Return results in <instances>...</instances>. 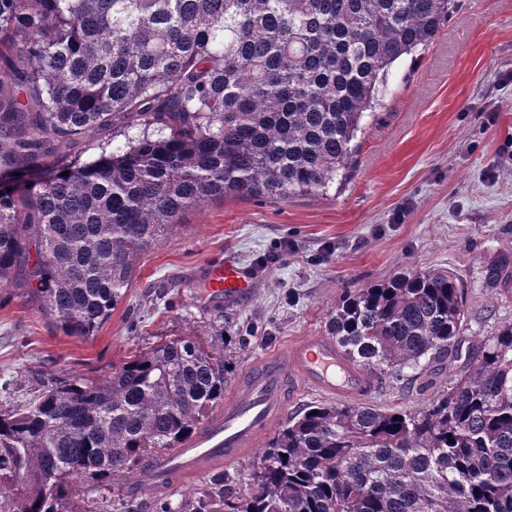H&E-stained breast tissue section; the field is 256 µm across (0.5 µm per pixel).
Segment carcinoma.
I'll return each instance as SVG.
<instances>
[{
  "instance_id": "obj_1",
  "label": "carcinoma",
  "mask_w": 512,
  "mask_h": 512,
  "mask_svg": "<svg viewBox=\"0 0 512 512\" xmlns=\"http://www.w3.org/2000/svg\"><path fill=\"white\" fill-rule=\"evenodd\" d=\"M453 4L0 0V301L23 285L67 335L90 336L189 209L328 195L389 69ZM483 276L511 281L512 253ZM463 318L452 273L414 271L344 291L329 335L398 378L459 355ZM209 336L166 338L101 377L42 378L0 409V512H112L74 484L112 488L224 404V324ZM254 484L243 495L218 475L177 512H512V323L418 411L290 416Z\"/></svg>"
}]
</instances>
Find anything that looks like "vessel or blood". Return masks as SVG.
I'll return each mask as SVG.
<instances>
[{"mask_svg":"<svg viewBox=\"0 0 512 512\" xmlns=\"http://www.w3.org/2000/svg\"><path fill=\"white\" fill-rule=\"evenodd\" d=\"M201 284L210 294L229 297L245 294L250 286L243 269L229 259L209 265ZM370 385L369 375L346 360L333 339L309 337L286 355L251 366L209 422L181 448L151 458L129 483L135 490L150 491L209 473L214 464L234 462L258 444L302 389L351 398L364 395Z\"/></svg>","mask_w":512,"mask_h":512,"instance_id":"vessel-or-blood-1","label":"vessel or blood"}]
</instances>
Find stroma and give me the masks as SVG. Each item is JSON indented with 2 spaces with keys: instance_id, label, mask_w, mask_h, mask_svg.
<instances>
[{
  "instance_id": "obj_1",
  "label": "stroma",
  "mask_w": 512,
  "mask_h": 512,
  "mask_svg": "<svg viewBox=\"0 0 512 512\" xmlns=\"http://www.w3.org/2000/svg\"><path fill=\"white\" fill-rule=\"evenodd\" d=\"M512 0H456L435 41L390 73L382 106L359 135L354 170L328 197L215 199L188 211L136 266L126 297L91 336L65 335L26 291L0 307V404L24 403L36 377H99L167 337L207 334L223 317L233 377L306 336L328 333L343 290L409 270L452 272L462 286L465 345L481 347L512 322V286L489 289L482 270L512 250ZM230 259L252 286L216 314L197 290L205 267ZM459 362L424 363L412 380L377 375L364 401L413 410L446 385ZM209 475L173 488L113 495L132 512L178 505Z\"/></svg>"
}]
</instances>
